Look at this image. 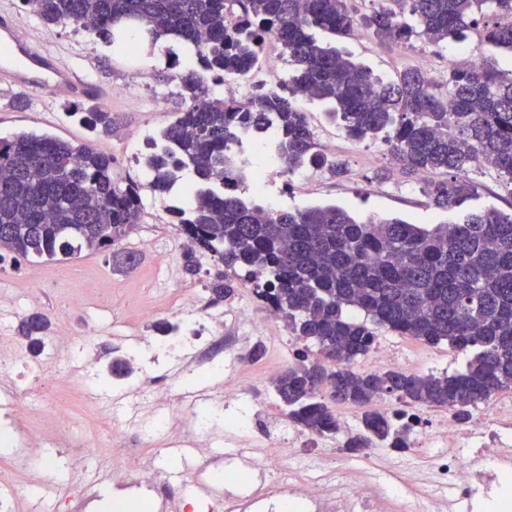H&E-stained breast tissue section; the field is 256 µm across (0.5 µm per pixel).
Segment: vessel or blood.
Wrapping results in <instances>:
<instances>
[{"instance_id": "obj_1", "label": "vessel or blood", "mask_w": 512, "mask_h": 512, "mask_svg": "<svg viewBox=\"0 0 512 512\" xmlns=\"http://www.w3.org/2000/svg\"><path fill=\"white\" fill-rule=\"evenodd\" d=\"M0 82L18 93L38 90L63 99L98 92L97 86L65 66L57 54L35 49L6 16H0Z\"/></svg>"}]
</instances>
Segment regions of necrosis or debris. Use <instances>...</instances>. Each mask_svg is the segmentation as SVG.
<instances>
[{
    "label": "necrosis or debris",
    "instance_id": "necrosis-or-debris-1",
    "mask_svg": "<svg viewBox=\"0 0 512 512\" xmlns=\"http://www.w3.org/2000/svg\"><path fill=\"white\" fill-rule=\"evenodd\" d=\"M253 133L241 135L230 145V177L225 188L245 181L263 203L266 213L282 206L285 192L304 188L315 181L320 170L314 166L288 170L272 148H265L264 161L255 164L247 154ZM242 332L223 333V321L213 314L204 296H196L179 316L177 329L159 338L138 337L128 348L130 360H138L149 347L156 359L186 362L196 379H224V407L252 396L250 360L243 352L252 332H265L274 324L271 308L263 306L237 313ZM28 348L21 341L0 342V446L10 449L9 465L0 469V512H36L38 505H52L65 512L90 479V468L73 472L67 481L56 477L57 455L66 450L78 456L93 447L99 432L86 426L73 408L47 402V395L69 387L68 375L49 379L27 372ZM376 412L393 426L408 425V450L428 458L426 467L394 472L390 452L365 449L358 459L343 458L339 449L361 431L359 420L336 417V445L310 459H299L301 448L319 444V434L293 421L261 412L257 419L224 423L223 430L208 429L204 411L189 418L169 412L157 416L156 427L181 443L185 427H192L196 450L222 444L243 448L256 424H263L269 438L282 450L280 456L254 453L241 466L224 473V484L245 490L248 506L280 504L288 512H512V399L499 397L483 402L460 421L452 410L423 414L413 407L385 399L374 402ZM39 413L46 427L29 428L26 414ZM135 424L112 423L113 458L126 466L128 477L152 484L156 476L146 462L135 460L126 448Z\"/></svg>",
    "mask_w": 512,
    "mask_h": 512
}]
</instances>
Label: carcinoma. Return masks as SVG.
Masks as SVG:
<instances>
[{
    "label": "carcinoma",
    "mask_w": 512,
    "mask_h": 512,
    "mask_svg": "<svg viewBox=\"0 0 512 512\" xmlns=\"http://www.w3.org/2000/svg\"><path fill=\"white\" fill-rule=\"evenodd\" d=\"M48 25L71 24L96 40L134 52L132 33L153 47L176 42L198 65L180 77L183 108L159 133L147 159L150 187L174 189V170L190 168L194 204L173 212L194 247L183 254L193 274L208 256L222 270L210 282L215 299L253 284L256 295L318 358L283 370L273 384L291 421L321 435L336 434L333 405L365 407L364 433L346 451L379 443L405 444L369 410L374 399L451 408L461 419L497 391L512 387V213H469L460 223L427 229L400 218L351 215L336 206L280 209L263 216L237 193L224 191L226 144L250 128H276L274 147L295 169L318 163L336 174L345 162L320 152L298 97L329 105L327 117L352 140L379 139L406 174H437L422 192L437 209L474 193L466 180L476 166L512 186V70L486 57L477 69L451 65L437 82L414 67L385 81L353 61L317 31L348 36L356 29L382 44L455 42L489 5L512 15V0H383L361 13L350 0H23ZM236 22L224 25V15ZM274 37L291 73L248 102L218 96L216 85L260 62L259 46ZM484 42L512 52V26L484 28ZM93 136L116 119L100 104L65 107ZM141 184L119 176L112 157L89 143L50 134L0 137V250L29 262L61 260L84 250L111 251L112 264L134 255L114 249L139 224ZM359 311L355 318L348 311ZM49 318L23 317L19 333L43 345ZM469 355L453 374L361 371L377 329ZM328 396H322V392Z\"/></svg>",
    "instance_id": "cac0c4a2"
}]
</instances>
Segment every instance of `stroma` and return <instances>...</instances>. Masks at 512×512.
Returning a JSON list of instances; mask_svg holds the SVG:
<instances>
[{"label": "stroma", "instance_id": "stroma-1", "mask_svg": "<svg viewBox=\"0 0 512 512\" xmlns=\"http://www.w3.org/2000/svg\"><path fill=\"white\" fill-rule=\"evenodd\" d=\"M1 11L11 14L20 32L38 48L58 52L87 81L104 87L105 92L97 102L112 112L118 124L111 134L99 137L94 146L111 156L113 168L121 177L141 180V173L128 161V146L175 118L180 109L176 91L185 72L184 65L167 61L162 53L153 55L150 67L144 68L112 48L100 46L95 52H88L81 33L74 27L47 28L23 6L22 0H0ZM481 35L480 27L476 26L462 43L442 47L415 38L410 44L389 48L364 36L345 38L339 46L351 58L369 66L374 74L389 80L411 65L425 71L446 70L460 49L479 50ZM64 105V100L47 98L39 91L0 98V137L25 130L84 142L85 129L66 117ZM305 110L318 142L335 140V154L345 161L347 171L340 177L323 172L308 195L289 197L288 208L337 205L361 217H399L413 224L450 223L469 210L512 209V187L501 183L493 170L484 167L468 172L467 178L476 190L463 206L447 212L430 207L419 177H408L396 170L388 179H376V172L387 164L382 143L372 142L367 153L356 151L353 141L325 120L324 105L310 103ZM141 201V222L120 244L121 249L130 252H136L135 245L142 238L168 242L180 234L178 225L154 221L166 203L161 194L142 187ZM136 254V263L116 268L108 254L85 251L66 260L38 263V274L34 277L27 273L26 262H17L15 273H0V337L15 335L17 321L24 313L37 310L53 315L62 299L82 295L83 283L90 279L97 284L94 295L85 297L83 304L70 310L64 327L76 337L90 335L86 354L102 370H109L121 347L132 343L136 336L153 335L155 319H170L179 303L207 287L217 271L216 265L206 259L196 274L182 273L181 255L171 250L164 257L178 268L173 276L159 267L158 254ZM162 371L169 385L158 396L134 394L127 379L118 377L113 378L108 391L92 402L85 400L82 388L76 386L61 392V399L101 427V443L88 461L102 464L109 475L97 485V500L89 512H99L102 501L130 496L123 467L108 455L112 421L141 419L155 410L179 409L175 389L182 384L185 373L171 364L164 365Z\"/></svg>", "mask_w": 512, "mask_h": 512}]
</instances>
